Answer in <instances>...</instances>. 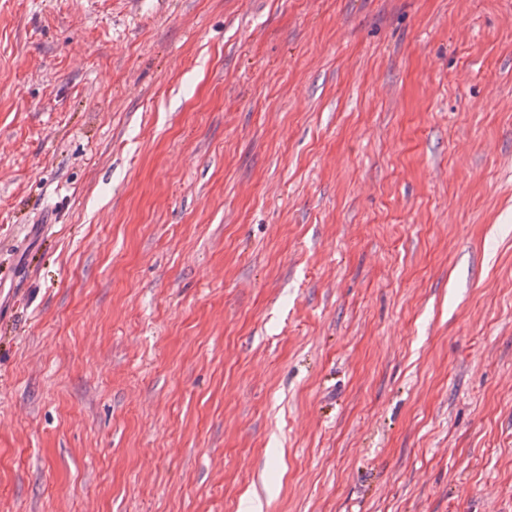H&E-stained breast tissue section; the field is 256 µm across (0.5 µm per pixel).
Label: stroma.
Here are the masks:
<instances>
[{
    "label": "stroma",
    "instance_id": "stroma-1",
    "mask_svg": "<svg viewBox=\"0 0 512 512\" xmlns=\"http://www.w3.org/2000/svg\"><path fill=\"white\" fill-rule=\"evenodd\" d=\"M512 512V0H0V512Z\"/></svg>",
    "mask_w": 512,
    "mask_h": 512
}]
</instances>
